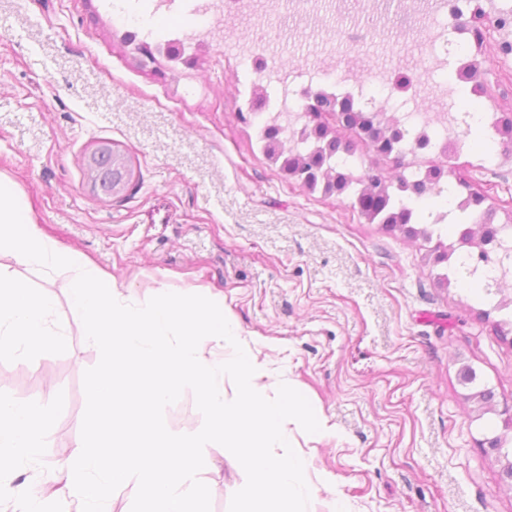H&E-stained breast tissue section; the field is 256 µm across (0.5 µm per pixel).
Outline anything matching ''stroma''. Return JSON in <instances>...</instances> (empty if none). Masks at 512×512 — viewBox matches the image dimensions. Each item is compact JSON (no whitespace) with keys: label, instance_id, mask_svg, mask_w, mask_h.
Returning a JSON list of instances; mask_svg holds the SVG:
<instances>
[{"label":"stroma","instance_id":"1","mask_svg":"<svg viewBox=\"0 0 512 512\" xmlns=\"http://www.w3.org/2000/svg\"><path fill=\"white\" fill-rule=\"evenodd\" d=\"M337 0H308L281 27L277 0H261L237 32L256 37L275 66L376 57L380 35L350 45ZM501 35L467 55L490 74L459 109L512 115V55ZM193 66L160 58L141 67L105 0H0V173L19 185L58 242L89 257L146 303L159 287L223 294L260 366L259 389L301 392L326 431L312 440L289 423L315 490L307 512H512V486L484 441L512 408V327L502 311L437 281L432 245L367 223L347 198L310 191L264 156L242 122L262 79L246 74L222 38L187 50ZM132 170L124 197L94 190L85 160L101 143ZM444 163L512 221V152L463 136L448 159L402 162L367 154L387 182L402 169ZM0 268L53 289L62 348L0 356V396L56 412L41 456L8 483L47 480L81 442L85 370L99 361L68 306L63 278L0 254ZM471 366L493 392L477 416L460 379ZM199 478L211 512H228L246 476L217 444Z\"/></svg>","mask_w":512,"mask_h":512}]
</instances>
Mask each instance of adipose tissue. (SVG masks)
<instances>
[{
  "label": "adipose tissue",
  "mask_w": 512,
  "mask_h": 512,
  "mask_svg": "<svg viewBox=\"0 0 512 512\" xmlns=\"http://www.w3.org/2000/svg\"><path fill=\"white\" fill-rule=\"evenodd\" d=\"M55 299L50 290L35 291L0 269V355H21L40 345L61 346L52 330ZM56 423L51 411H39L0 398V472L21 460L39 457Z\"/></svg>",
  "instance_id": "ef3b65f1"
}]
</instances>
